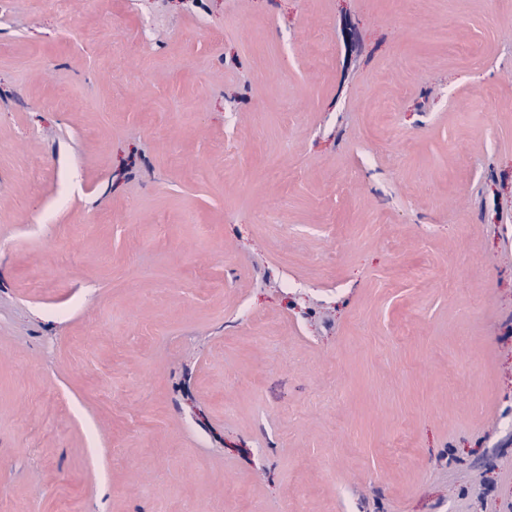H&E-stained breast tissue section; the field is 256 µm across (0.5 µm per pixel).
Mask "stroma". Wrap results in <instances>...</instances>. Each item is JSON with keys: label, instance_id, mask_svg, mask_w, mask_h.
Listing matches in <instances>:
<instances>
[{"label": "stroma", "instance_id": "35a3bbf8", "mask_svg": "<svg viewBox=\"0 0 512 512\" xmlns=\"http://www.w3.org/2000/svg\"><path fill=\"white\" fill-rule=\"evenodd\" d=\"M512 0H0V512H506Z\"/></svg>", "mask_w": 512, "mask_h": 512}]
</instances>
